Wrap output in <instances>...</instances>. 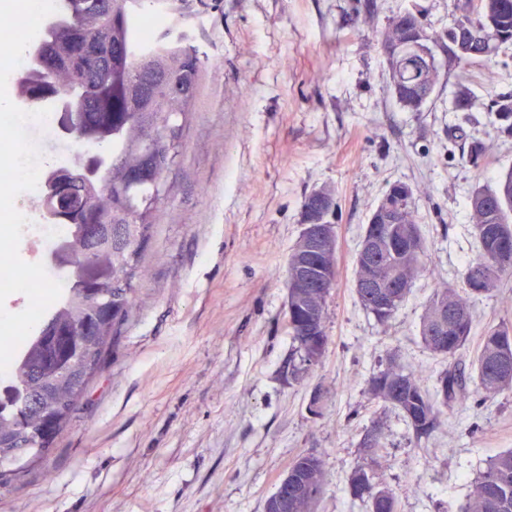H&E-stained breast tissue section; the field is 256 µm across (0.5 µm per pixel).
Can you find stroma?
<instances>
[{
    "mask_svg": "<svg viewBox=\"0 0 512 512\" xmlns=\"http://www.w3.org/2000/svg\"><path fill=\"white\" fill-rule=\"evenodd\" d=\"M420 10L427 31L453 20L451 0H167L163 26L203 61L181 127L170 192L143 245L146 278L105 368L66 431L0 486V512H263L298 454L325 464L317 512L351 505L347 477L358 442L384 421L379 476L399 512H458L487 460L512 448V393L445 409L416 440L367 384L389 355L420 366L434 386L443 364L424 350L420 322L434 289L455 287L477 254L467 199L512 167L484 109L512 90V46L472 65L479 106L449 101L457 69L442 47L437 95L425 111L389 92L379 44L389 20ZM486 139L483 171L462 158L456 126ZM396 183L413 193L425 238L423 270L395 318L381 326L360 306L354 260L372 210ZM336 192V287L329 344L298 370L285 325L286 261L303 229L305 196ZM326 415L314 418V392Z\"/></svg>",
    "mask_w": 512,
    "mask_h": 512,
    "instance_id": "obj_1",
    "label": "stroma"
}]
</instances>
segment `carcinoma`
Returning <instances> with one entry per match:
<instances>
[{"label": "carcinoma", "mask_w": 512, "mask_h": 512, "mask_svg": "<svg viewBox=\"0 0 512 512\" xmlns=\"http://www.w3.org/2000/svg\"><path fill=\"white\" fill-rule=\"evenodd\" d=\"M71 19L46 33V39L60 53L74 52L73 34L81 31L101 44H112V74L99 73L93 91L95 103L84 113L80 132L84 141L96 145L112 144V183L89 189L95 199L91 208L66 211L56 220L68 226L64 241L74 248L77 260L72 277L63 283L60 298L34 326L10 363L8 392L23 403L16 412L0 402V470L29 457L33 460L48 451L52 441L38 443L46 419L55 420L54 436L61 435L71 413L87 386L116 345L119 326L133 306V279L144 275L139 248L156 221L159 206L129 210L125 206V171L143 164L142 144L155 143L158 158L172 164L178 156L180 128L171 122L175 115L188 112L196 90L202 61L196 52L165 35L150 39L144 35L146 13L134 8L140 0H112V10L93 8L95 0H69ZM455 18L446 30L448 65L465 71L474 63H490L500 50L512 45V0H453ZM408 28H419L424 43L419 45L407 35L402 23L390 21L381 32V46H390L386 56L390 71V92L409 112H421L428 101L424 89L432 74L438 72L430 35L420 15L411 16ZM97 61L72 64L70 71L41 73L19 86L27 99L44 86L64 91L78 79V71L93 68ZM453 108L470 112L473 99L470 88L458 81L451 92ZM485 109L496 115L497 136L512 137V91H494ZM465 163L480 171L488 164V145L470 137L463 150ZM471 235L478 254L462 274L461 288H439L430 297L420 325L425 349L448 363L437 384L429 389L422 383L421 369L402 364L391 357L384 368L368 381L369 398L382 408L394 409L412 428L416 437L432 434L439 423L442 408L464 404L472 395L486 402L512 392V322L502 320L488 326L472 363L473 373L459 368V359L472 335L475 316L473 302L492 296L504 279L512 277V254L503 257L496 240L486 234L493 226L500 236L512 239V169L498 178L493 187H476L467 200ZM112 220V240L104 241L89 254L83 253L82 229L101 217ZM383 238L411 236L412 249L396 255L379 252L378 272L395 279L404 287L396 288L385 305L375 302V289L365 285L367 272L355 264V292L358 302L376 322L385 325L404 303L409 287L420 273L425 239L417 234L413 201L405 203L402 223L379 225ZM86 261L112 266V276L98 283L82 278ZM485 271L482 288L470 287V272ZM288 288L294 306L288 316V332L296 344L305 369L317 366L326 352L329 336L305 333L306 308L327 309L331 289L313 288L301 302ZM73 333L74 344L68 360H52L43 346L45 328ZM386 447L384 433L373 424L365 429L358 443L362 462L354 466L347 485L351 504L360 501L367 512H398L397 492L375 481L381 452ZM297 482L277 487L286 502L284 512H316L327 486L323 460L313 453L295 456L285 468ZM460 512H512V449L491 457L472 482L466 503Z\"/></svg>", "instance_id": "cac0c4a2"}]
</instances>
